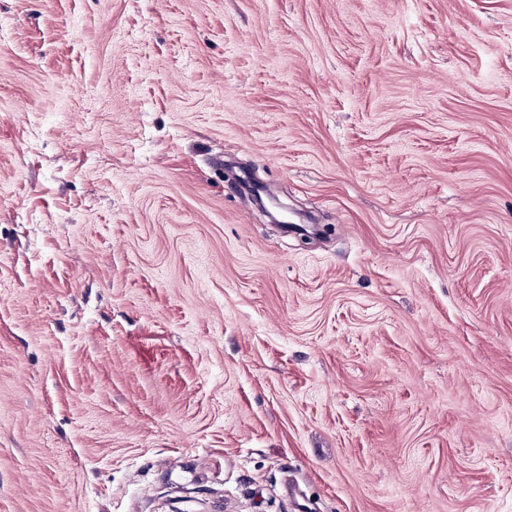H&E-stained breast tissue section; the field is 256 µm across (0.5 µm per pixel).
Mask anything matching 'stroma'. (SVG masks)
<instances>
[{
	"mask_svg": "<svg viewBox=\"0 0 512 512\" xmlns=\"http://www.w3.org/2000/svg\"><path fill=\"white\" fill-rule=\"evenodd\" d=\"M0 512H512V0H0Z\"/></svg>",
	"mask_w": 512,
	"mask_h": 512,
	"instance_id": "obj_1",
	"label": "stroma"
}]
</instances>
